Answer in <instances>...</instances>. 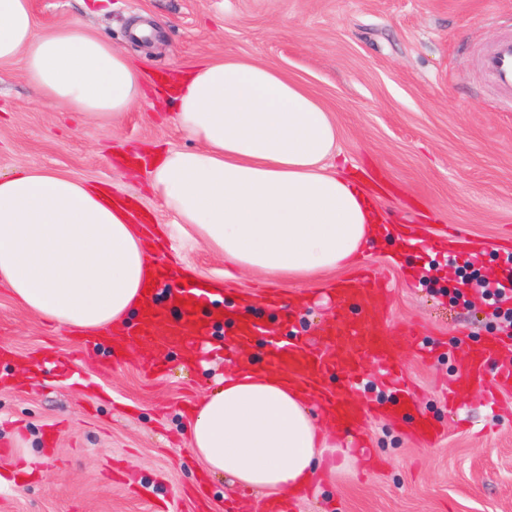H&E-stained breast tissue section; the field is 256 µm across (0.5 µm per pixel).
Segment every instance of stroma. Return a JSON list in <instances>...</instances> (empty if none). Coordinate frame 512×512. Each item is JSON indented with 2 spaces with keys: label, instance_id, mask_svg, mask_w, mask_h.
Masks as SVG:
<instances>
[{
  "label": "stroma",
  "instance_id": "1",
  "mask_svg": "<svg viewBox=\"0 0 512 512\" xmlns=\"http://www.w3.org/2000/svg\"><path fill=\"white\" fill-rule=\"evenodd\" d=\"M39 29L75 22L131 58L143 97L116 121L52 107L18 66L0 65V175L25 165L90 182L134 200L138 214L167 225L179 254L207 278L231 276L225 300L247 295L259 323L314 340L331 322L327 286L250 274L189 241L149 187L147 160L191 147L173 122L160 74L203 58L272 66L305 86L337 126L334 163L372 178L374 205L390 224H416L433 246L373 243L358 263L386 277L390 333L416 328L432 357L408 349L402 367L419 412L444 431L418 443L408 419L367 418L360 454L332 432L321 481L290 499L288 512H512V391L496 408L470 393L448 403L461 356L500 324L479 284L462 283L437 247L449 233L485 247V277L501 275L512 248V107L484 81L481 51L512 33V0H30ZM462 288L465 302L434 294L433 282ZM287 308L274 310L266 291ZM0 343L12 357L0 373V512H154L176 493L175 512H195L207 487L209 512H232L241 485L205 474L183 427L190 408L217 388L229 361L186 363L169 352L153 378L141 350L119 359L86 347L79 333L32 315L0 285Z\"/></svg>",
  "mask_w": 512,
  "mask_h": 512
}]
</instances>
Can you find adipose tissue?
Returning <instances> with one entry per match:
<instances>
[{
  "label": "adipose tissue",
  "mask_w": 512,
  "mask_h": 512,
  "mask_svg": "<svg viewBox=\"0 0 512 512\" xmlns=\"http://www.w3.org/2000/svg\"><path fill=\"white\" fill-rule=\"evenodd\" d=\"M0 64L17 65L48 104L119 117L142 95L139 70L74 24L39 30L29 0H0ZM177 126L196 143L152 162V193L183 232L239 270L309 281L352 263L386 217L328 170L336 124L268 65L207 61L171 89ZM152 268L140 228L102 191L55 173L0 176V280L32 314L86 332L136 318ZM308 398L252 360L228 371L188 420L208 473L283 495L313 485L328 433Z\"/></svg>",
  "instance_id": "adipose-tissue-1"
}]
</instances>
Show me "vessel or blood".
<instances>
[{
    "label": "vessel or blood",
    "mask_w": 512,
    "mask_h": 512,
    "mask_svg": "<svg viewBox=\"0 0 512 512\" xmlns=\"http://www.w3.org/2000/svg\"><path fill=\"white\" fill-rule=\"evenodd\" d=\"M486 77L504 91H512V39H503L483 54ZM174 275L164 271L155 275V289L145 294L139 322L113 336L100 337L109 355H117L127 346L144 345L152 353L143 365L145 373L153 374L164 367L162 356L186 339L204 343L210 327L198 316L196 297L190 288L162 290L158 284L170 282ZM337 304L356 302L363 314L356 319L336 316L323 330L322 344L312 346L302 341L282 344L272 342L264 357L273 373L285 374L303 386L312 402L319 405L323 418L334 429L352 433L362 424L360 402L328 396L324 389L326 377L341 371L349 385H357L362 377L363 361L375 357L386 383L397 396L382 405L381 413L401 419L414 402L401 370L402 351L406 339L388 335L374 312L386 303L389 290L374 273L342 284L334 291ZM495 363L496 378L487 380L488 363ZM512 390V339L495 337L482 346L469 350L461 360L460 369L451 384L452 394L482 392L488 405H495L500 390Z\"/></svg>",
    "instance_id": "obj_1"
}]
</instances>
